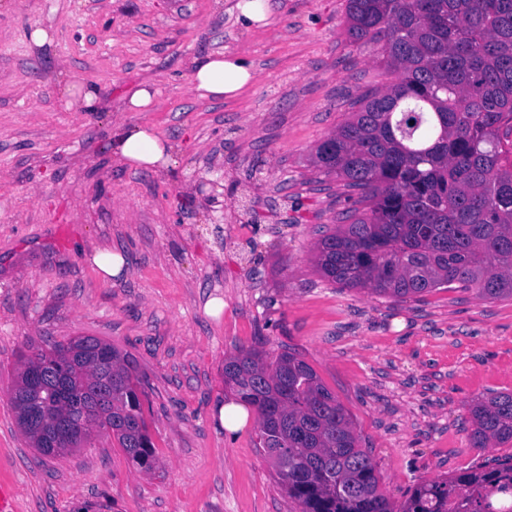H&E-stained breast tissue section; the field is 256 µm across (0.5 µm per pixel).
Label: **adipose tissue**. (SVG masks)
I'll use <instances>...</instances> for the list:
<instances>
[{
  "label": "adipose tissue",
  "mask_w": 512,
  "mask_h": 512,
  "mask_svg": "<svg viewBox=\"0 0 512 512\" xmlns=\"http://www.w3.org/2000/svg\"><path fill=\"white\" fill-rule=\"evenodd\" d=\"M253 78L250 65L216 51L194 58L190 67L191 87L198 98L221 101L236 95ZM113 154L133 169L166 170L173 163L174 147L152 128L142 125H122L116 128L110 141Z\"/></svg>",
  "instance_id": "1"
}]
</instances>
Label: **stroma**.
I'll return each mask as SVG.
<instances>
[{
  "label": "stroma",
  "mask_w": 512,
  "mask_h": 512,
  "mask_svg": "<svg viewBox=\"0 0 512 512\" xmlns=\"http://www.w3.org/2000/svg\"><path fill=\"white\" fill-rule=\"evenodd\" d=\"M236 0H5L0 7V486L13 512H301L256 446L230 433L224 361L295 352L350 416L392 504L422 481L512 456L469 443L470 404L512 392V298L439 288L404 299L324 279L315 245L352 205L312 165L367 89L388 84L379 48L345 34L347 0H270L249 28ZM47 29L50 45L30 34ZM227 51L254 81L198 98L192 58ZM95 84L90 112L58 81ZM156 86L150 111L130 94ZM146 125L175 146L172 172L117 161L109 134ZM121 250L106 281L91 263ZM223 300L220 315L207 308ZM75 336L127 353L144 380L152 471L97 433L40 456L10 404L21 356ZM92 262L104 280H111L112 277L121 275L126 264L125 258L121 253L109 249L94 252Z\"/></svg>",
  "instance_id": "stroma-1"
}]
</instances>
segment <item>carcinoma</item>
<instances>
[{
  "mask_svg": "<svg viewBox=\"0 0 512 512\" xmlns=\"http://www.w3.org/2000/svg\"><path fill=\"white\" fill-rule=\"evenodd\" d=\"M346 34L382 43L394 80L364 93L315 149L318 170L356 193L346 223L318 240L317 270L395 299L454 284L512 298V0H347ZM105 346L77 336L25 356L49 377L38 393L17 380L18 424L38 399L45 416L25 432L39 454L63 455L99 429L150 471L139 376L117 348L102 355ZM224 382L255 408L257 447L302 512H445L450 499L466 512H499L480 493L487 484L512 500L511 457L418 483L394 510L344 408L304 360L241 350L224 362ZM74 412L91 417L84 435L42 445ZM470 421L472 447L512 444V392L473 404Z\"/></svg>",
  "mask_w": 512,
  "mask_h": 512,
  "instance_id": "carcinoma-1",
  "label": "carcinoma"
}]
</instances>
